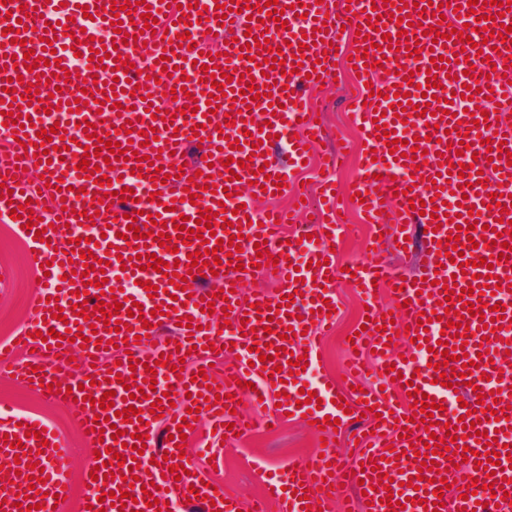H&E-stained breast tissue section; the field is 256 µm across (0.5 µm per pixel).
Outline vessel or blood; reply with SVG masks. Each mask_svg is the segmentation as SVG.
Wrapping results in <instances>:
<instances>
[{
  "label": "vessel or blood",
  "instance_id": "obj_1",
  "mask_svg": "<svg viewBox=\"0 0 512 512\" xmlns=\"http://www.w3.org/2000/svg\"><path fill=\"white\" fill-rule=\"evenodd\" d=\"M177 10L161 6L159 0H145L144 4H133L132 0H64L59 9H51L46 0H10L9 5L0 4V25L6 26L7 35H0V135L10 136V128L4 127V112L8 110L11 94L4 88L8 78L22 77L24 82H41L55 86L61 68L74 66L75 56H82L78 66L81 85L84 89L79 99L80 111H70V95H63L55 117L39 112L37 105H30L27 113L32 118L31 126L25 127L23 143L13 144L9 154L0 157V184L11 189L10 200H0V221L9 222L12 206H20L23 222L29 223L27 239L32 242L30 261L33 265L48 264L50 274L45 286L39 287L32 303L34 313L24 332L16 337L18 349L30 352L28 365L15 369V376L21 377L23 385L38 391L43 397L58 403L70 405L75 426L82 431L93 449L101 451L100 461H88L86 471H99L100 480H86L84 505L91 512H157L156 507L147 506L148 497L162 499L171 497L177 502L194 500L203 507L217 505L222 512H237L236 500L203 484L204 476L198 473L191 460H179V450L171 439L178 424H181L187 409L199 408L201 418L210 420L216 435L235 440L237 435L246 433V419L234 414L238 400L269 393L282 394L281 409L285 412L307 413L309 420L323 424L325 418H337L349 423L350 418L339 409L335 398V387L319 385L318 396L325 404L312 410L300 404L299 386L290 382L286 366L291 356L305 357L307 363H314L310 350L314 348V336L318 327L328 322L326 303L335 297L336 281L341 272L335 263L329 262L328 244H321L309 254L311 269L296 270L293 261L300 247L287 244L281 233L282 225L293 222L294 217L285 210L271 211L269 218L255 214L254 194L263 192L267 196L278 195L279 184H292L296 169L303 160L309 159L311 151L317 150L320 126L317 117L301 94L302 89L316 87V79L310 72L315 66L329 67L335 59L334 51L328 50L329 42L336 39L337 23H345L350 31L369 35L374 47L368 54H353L352 62L357 65L361 81L370 83L376 89V96L355 114L361 127L366 149L375 150L376 161L366 163L356 186L363 193L361 205L364 220L369 224L381 223L379 214L381 199H390L399 225L396 238H403V229L412 224L424 225L427 231L425 262L421 279L401 278L400 274L387 264L378 250L364 252L352 264V283L362 287L365 295H372L375 287L392 291L395 309L393 324H384L381 315L384 306L370 303L364 337L354 338L351 346L362 350L371 345L382 352V369H395L399 378L394 386L403 394L400 404L379 401L377 418L369 423L375 433L386 434L390 450H382L368 444H361L354 460L349 461L343 472L349 484H365L368 488L364 512H424L432 505L435 490L441 489V482L433 481L431 471L420 470L414 457L423 450L430 436L445 438L446 424L457 427L458 419L464 413H471L476 419L474 429L464 431L457 427V440L450 446L451 451L462 452L471 448L466 464L469 477L478 481L477 486H465L463 497L444 502L437 512H500L499 506L512 494V463L501 462L494 475H487L480 467L481 462L491 458L493 452L508 451L512 454V419L492 420V412L512 406V389L501 388L500 370L512 350V340L500 332L486 328L484 319L493 318V305L497 299L492 296L493 286H508L512 283V260L501 258L503 247L496 245L494 233L500 221L512 220V165L505 155L512 153V133L503 130L497 113L492 112L491 98L512 96V67H506L507 43L498 35L500 27L512 26V11L504 13L499 7H484L480 17L486 18L493 38L483 33H472L473 47H464L459 37L444 39L448 28H462L463 17L469 14L468 0H445L443 6L430 5L428 0H417L416 6L408 7L411 25L401 28L391 20L389 10H382L381 23L384 32L371 30L368 10L372 0H278L287 22L285 28H277L272 16H259L257 9L246 8L244 0H198V8H191L189 0H180ZM120 4V13H113L112 4ZM309 6L307 18L296 17L297 5ZM158 12L157 22L145 25L142 16L146 9ZM74 18L76 34L64 35L58 20ZM120 18L119 33L113 34L112 42L122 60L140 63V70H118L113 60H105L103 69H96L91 62L92 50L101 49L97 41L99 30L110 28L113 18ZM231 19L234 41L225 45L223 56L208 55L202 51V43L208 34L221 32L224 19ZM31 28L46 27V37L52 39V49H44L37 39H27L25 45H17L16 24ZM325 28L322 42L302 48L305 35L313 28ZM160 30L171 31V38L163 44L157 43L155 34ZM189 33L188 47H181L179 34ZM398 34L399 50L381 48L383 33ZM268 35L271 46L280 48L281 64L251 66L247 59L248 37ZM150 46L147 61H140L143 46ZM420 47V59H413L408 50ZM40 52L42 59L36 63L25 60L26 49ZM469 57L486 55L487 60L475 70L466 72L456 62L458 52ZM57 55L60 66H45L44 58ZM441 56L442 66H431L432 56ZM169 57L173 72L162 71L160 57ZM216 68L217 72L230 75V82L224 83L223 98L217 110H210L207 95L211 93L212 78L204 74V67ZM414 73L412 81H404L402 70ZM254 77L257 99L243 95L241 73ZM435 74L436 87H426L428 74ZM270 87V96H263V87ZM474 87L472 98H465L466 87ZM175 89L176 105L181 113L165 121L152 119L147 111L148 95L157 89ZM409 94L413 107L401 117L390 114L389 96L394 93ZM276 104L277 111L272 118H265L269 104ZM478 106L488 113L486 125H474L468 105ZM428 106L429 116L416 114L419 106ZM384 113V121L392 129L396 139L402 140L403 153L411 151L410 140H417L420 149L427 152V165L417 166L415 160L400 161L390 155L383 132L376 130L373 118ZM234 117V126H227V117ZM93 123L94 138H86L81 125ZM130 126V132H142L145 145L141 156L130 153L129 134L122 133V126ZM200 126L199 134H192L193 126ZM55 128L53 151L49 154H35L38 130ZM279 134L288 139V164L279 167L265 166L264 154L268 147V135ZM109 137L119 143L121 149L129 151L128 160H119L108 171L107 185H98V166L104 165L103 157H91L92 165L87 177L75 176L74 170L86 149L98 148L99 137ZM488 138V145H481V138ZM77 139L79 146L75 155L60 157L57 147L62 140ZM243 139L239 150H231L232 139ZM466 142L468 149L456 154L454 146ZM201 146L203 153L212 157L211 167L203 168L201 175L187 178L179 168L185 165L190 147ZM502 148L503 158L489 159L487 148ZM158 158V166H150L151 158ZM460 160L466 166L463 175L443 176L441 165ZM237 171V179H229V171ZM62 181L65 190L57 192L53 181ZM161 182V189H154V182ZM215 184V191H208V184ZM452 186L456 195L462 196L457 220L446 218V205L432 207L430 198L439 194L442 187ZM133 190L135 198L120 201L118 190ZM201 189L202 197L191 202L189 192ZM325 205L315 211L311 221L319 234H331L339 238L352 232L349 224L337 223L333 208L336 196L332 181L322 186ZM502 197L500 207H493L492 194ZM102 199L105 208L96 218L86 217L92 199ZM425 200L423 211L410 207L411 201ZM210 209L216 213L217 230H209L199 224V212ZM248 214L251 221L239 225L240 214ZM160 216L165 221V232L174 235L171 224L176 215L194 219L193 232L183 233V247L178 254H170L157 240L147 237L134 239L126 237L129 223L145 227L150 215ZM473 226V244L464 245V259L470 260L467 269H460L447 255L445 240L456 235L458 227ZM45 230L47 239L40 242L35 238L36 230ZM224 238L225 234H241V249L233 253L234 263L253 267L254 263L276 265L280 277L277 295L260 296L259 307H251L243 301L240 293L231 292L234 280L227 271L218 274L200 275L188 272L185 260L189 250H201L200 238L209 234ZM79 239V246H72V239ZM96 241V248H89V241ZM91 249L97 259H109L105 271H87L80 252ZM156 254L167 262H178V276L184 277L186 287L176 297H169V280L152 268L138 269L122 267L120 260L135 254L144 256ZM480 257L492 260L491 267L477 265ZM70 263L75 275L72 281L61 280L63 263ZM455 278L458 287H473L480 293V304L466 307L464 302L454 304L455 311L464 313V322L469 325L472 336L469 340L456 337L443 319V301L447 295L441 282ZM156 285V292L143 288L144 282ZM128 285V292L117 291V284ZM229 293L227 304L231 308L230 323L223 326L214 322L208 314L200 312L201 300L211 299L219 290ZM87 291L85 312H92L102 299L103 292L114 291L116 302L121 303L117 318L124 322L120 331L109 330L103 322H96L91 328H78L80 312L74 311L79 303L77 292ZM139 303L149 314L148 320L127 313L132 303ZM63 312V320H56L55 312ZM436 312L437 320L428 327L418 324L421 312ZM191 319V326H184V319ZM270 321V332L251 336L252 327L259 319ZM172 326L169 341H158L159 324ZM56 332L82 331L88 343L84 349H76L73 343H56L55 339L41 340L37 332L42 327ZM408 330L414 345L396 350L389 347V337L396 332ZM148 334L157 339L156 348L145 352L137 347L135 337ZM291 334V342H284V334ZM449 345L463 347L469 359L477 360L478 366L468 377H459L457 371L447 370L446 384H439L438 373L430 363L435 356L432 352L438 340ZM427 341L430 351L424 361H417L418 341ZM122 344L130 350L133 358L139 359V367L128 363L117 366V378H110L101 361L111 345ZM493 350L492 360L478 359L480 348ZM189 352L190 359L199 367H207L215 356L237 357V368L231 377L225 378L220 389V399L204 402L203 392L207 382L193 379L191 371L182 373L169 371L158 366L160 355L180 358L182 352ZM153 366L161 382L157 384L151 399L136 396L128 399L127 391L142 386L147 374L146 366ZM433 397L438 406L433 413L436 426L433 432H426L422 422L414 421L412 398L409 388ZM173 391V406L163 410L164 437H157L153 425L155 417L150 412L152 400L160 399L163 392ZM113 392L112 407L97 406L96 401L104 392ZM140 410L141 418L132 423H119V430L125 433L141 434L146 438L143 455L134 456L131 448L123 447L121 440L112 439L105 431V418L114 417L117 411L126 408ZM492 432L494 443L475 442L479 432ZM7 437H0V469L16 474L15 483L0 488V512H26L29 504L39 505V512H53L54 496L61 491V476L68 468L69 455L60 447L56 436L46 441L26 436L24 428L12 425ZM323 436L327 442L322 456L310 461L290 465L283 479L270 480L268 493L280 503V512H302L303 503L293 497L292 492L304 488L310 505L327 501L330 485L326 481L329 463L335 462V433L325 427ZM129 458L136 457L139 466L131 471L127 467L113 464V454ZM183 464L186 473L174 477L170 465ZM29 471V479H22V471ZM46 475V482H39V475ZM138 476L137 485H129L128 477ZM418 481V489H411L409 481ZM494 483V491H487L486 483ZM129 492L132 500L126 507L96 506L97 498L106 491ZM400 491L413 500L412 505H388L390 492Z\"/></svg>",
  "mask_w": 512,
  "mask_h": 512
}]
</instances>
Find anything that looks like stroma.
Wrapping results in <instances>:
<instances>
[{
    "label": "stroma",
    "mask_w": 512,
    "mask_h": 512,
    "mask_svg": "<svg viewBox=\"0 0 512 512\" xmlns=\"http://www.w3.org/2000/svg\"><path fill=\"white\" fill-rule=\"evenodd\" d=\"M330 75L324 88L313 91L312 102L320 113L319 120L327 136L326 148L346 150L344 166L337 172L336 181L348 190L359 177L362 150L359 129L345 92L354 77L340 58L334 62ZM27 252L28 243L16 225L0 223V271L9 274L8 280L0 284V343L16 336L34 313L31 301L37 291L38 274L29 265ZM335 292L336 317L332 328L318 337L314 377L308 386L316 388L320 379L328 377L345 381L349 386H361L369 393L377 391L381 374L372 357H365L361 373L349 378L344 375V367L352 356L345 339L362 318L365 297L343 280L337 283ZM0 401L6 403L12 414L41 422L64 437L70 468L64 477L61 512H76V505L84 494L80 472L93 451L71 426L68 407L49 402L4 374H0ZM241 408L254 419L255 428L244 439L227 444L222 463L215 466L196 455V448L202 447L210 437L205 429L186 439L184 452L194 458L213 483L247 505L264 496L268 478L284 474L289 464L307 460L316 440L300 417L286 418L275 426L266 425V418L274 411L273 403L258 405L245 401Z\"/></svg>",
    "instance_id": "35a3bbf8"
}]
</instances>
